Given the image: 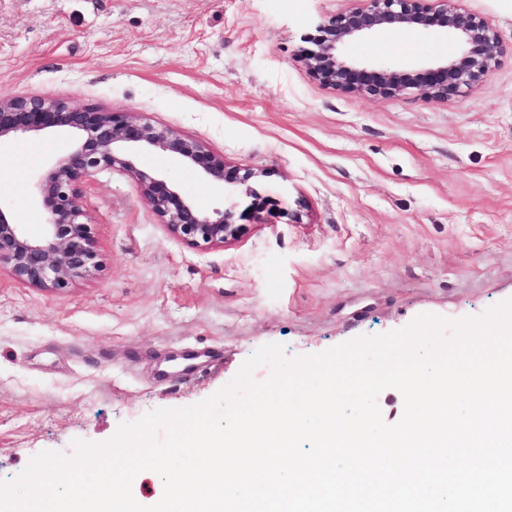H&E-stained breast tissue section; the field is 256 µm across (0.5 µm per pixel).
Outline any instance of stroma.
Here are the masks:
<instances>
[{
	"label": "stroma",
	"mask_w": 512,
	"mask_h": 512,
	"mask_svg": "<svg viewBox=\"0 0 512 512\" xmlns=\"http://www.w3.org/2000/svg\"><path fill=\"white\" fill-rule=\"evenodd\" d=\"M358 0H0V95L130 112L203 142L276 204L223 247L173 238L135 177L82 186L99 268L49 293L0 268V482L43 451L110 441L203 402L267 344L286 357L512 299V54L441 103L313 76L303 36ZM446 35L386 31L349 56L440 61ZM65 134L0 146V204L35 233L31 185ZM201 208L222 195L154 153Z\"/></svg>",
	"instance_id": "35a3bbf8"
}]
</instances>
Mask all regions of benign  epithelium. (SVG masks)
<instances>
[{
  "label": "benign epithelium",
  "mask_w": 512,
  "mask_h": 512,
  "mask_svg": "<svg viewBox=\"0 0 512 512\" xmlns=\"http://www.w3.org/2000/svg\"><path fill=\"white\" fill-rule=\"evenodd\" d=\"M463 0H360L356 8L332 16L307 36V64L324 85L359 96L385 99L409 89L447 102L478 86L498 63L505 46L485 16L462 6ZM408 34L451 35L456 54L444 61L409 62L387 69L348 57L344 47L382 30ZM46 131L73 135L68 149L34 182L45 212L37 235L0 207V265L19 283L47 291L62 290L97 266V242L84 209L81 184L97 171L132 173L139 192L167 230L197 248L223 247L236 240L245 222L258 217L264 200L251 186L257 176L228 165L197 139L144 122L129 112L97 106L77 108L51 96L0 97V142ZM160 150L222 189L227 204L201 209L161 175L138 168V158ZM251 199L239 209L240 196Z\"/></svg>",
  "instance_id": "obj_1"
}]
</instances>
